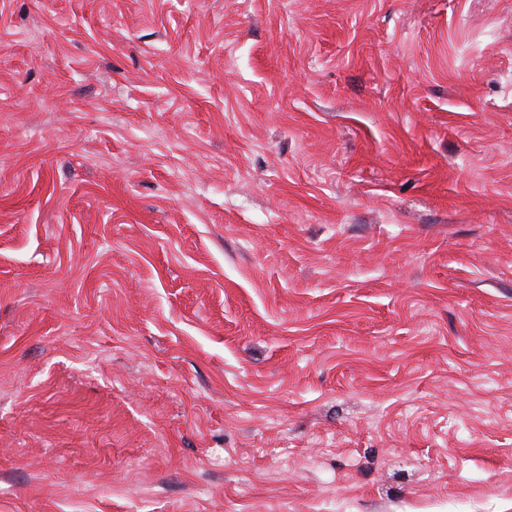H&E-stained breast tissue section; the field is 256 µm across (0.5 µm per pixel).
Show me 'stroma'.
I'll return each instance as SVG.
<instances>
[{"label":"stroma","instance_id":"35a3bbf8","mask_svg":"<svg viewBox=\"0 0 512 512\" xmlns=\"http://www.w3.org/2000/svg\"><path fill=\"white\" fill-rule=\"evenodd\" d=\"M0 512H512V0H0Z\"/></svg>","mask_w":512,"mask_h":512}]
</instances>
